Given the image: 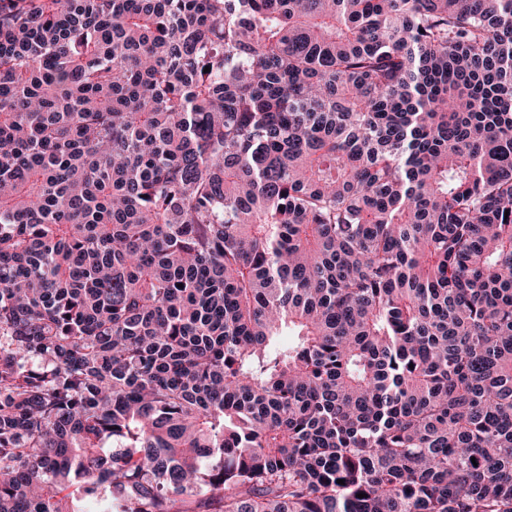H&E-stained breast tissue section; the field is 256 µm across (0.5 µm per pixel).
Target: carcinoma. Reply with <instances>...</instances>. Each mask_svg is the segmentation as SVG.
Instances as JSON below:
<instances>
[{
	"instance_id": "1",
	"label": "carcinoma",
	"mask_w": 512,
	"mask_h": 512,
	"mask_svg": "<svg viewBox=\"0 0 512 512\" xmlns=\"http://www.w3.org/2000/svg\"><path fill=\"white\" fill-rule=\"evenodd\" d=\"M80 502L512 512V0H0V512Z\"/></svg>"
}]
</instances>
